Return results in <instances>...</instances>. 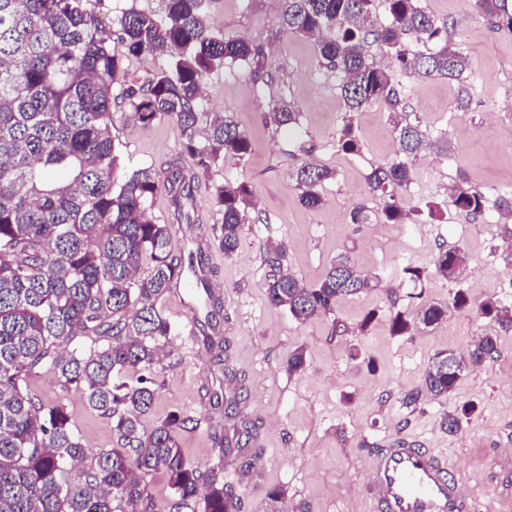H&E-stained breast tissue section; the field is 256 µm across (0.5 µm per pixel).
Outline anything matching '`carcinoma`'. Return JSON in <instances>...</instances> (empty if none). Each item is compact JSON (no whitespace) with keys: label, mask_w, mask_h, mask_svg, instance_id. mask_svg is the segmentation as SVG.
Instances as JSON below:
<instances>
[{"label":"carcinoma","mask_w":512,"mask_h":512,"mask_svg":"<svg viewBox=\"0 0 512 512\" xmlns=\"http://www.w3.org/2000/svg\"><path fill=\"white\" fill-rule=\"evenodd\" d=\"M159 14L123 11L102 23L83 0H0V512H157L141 475L160 472L175 512H195L204 492L203 512H242L240 497L224 482V468L201 469L185 460L180 431L193 419L173 411L151 428L143 425L155 401L152 371L161 361L176 325L156 307L177 282L193 274L202 289L206 314L200 332L224 380L236 379L226 364L227 340L214 338L213 319L224 309L205 274L208 255L197 243L174 254L173 224H156L145 204L165 191L177 221L191 220L193 191L211 166L226 155L244 157L251 148L245 131L229 115L214 118L199 139L200 95L204 79L228 60L243 61L257 82L272 79L265 46L244 37L216 34L206 23V0H162ZM282 32L315 41L317 60L342 74V96L352 111L384 101L400 152L408 157L425 142L418 122L409 119L396 70L421 78L459 80L469 69L467 56L452 39V25L430 16L420 0H388L389 17L373 19V0H284ZM474 8L493 26L512 33L509 0H474ZM124 46L112 52V36ZM377 46L392 65L378 66L370 51ZM171 56L169 68L152 73L125 98L129 118L142 126L161 119L174 122L182 155L161 173L152 167L117 178L118 155L112 139V89L124 76V61ZM298 113L275 101L265 122L292 127ZM335 172L305 162L296 170L300 202L315 209L321 189ZM411 165L399 158L375 167L366 177L367 193L383 200L385 224L411 220L400 196L412 182ZM252 189L248 182L214 183L213 245L224 256L237 250L247 220ZM454 205L474 218L490 210L485 192L460 184ZM286 247L262 253L266 297L271 306L297 321L330 314L341 297L371 287L352 258L332 261L322 278L307 283L284 266ZM460 250L440 251L429 267L407 265L396 289L430 277L459 280L467 268ZM149 274L138 276L143 263ZM468 309L457 290L448 305L428 304L416 312L393 310L391 330L412 335L448 317L450 309ZM479 314L498 329L512 330V305L482 302ZM76 336L92 337L89 348L65 350ZM498 354L493 335L480 337L459 357L440 351L423 379L435 397L450 394L462 374ZM53 372L65 386L83 392L89 406L112 424L116 446L90 454L73 430L67 413L25 391L21 384L39 370ZM239 389L224 391V415L232 437L219 441L220 452L244 458L246 468L259 459L249 450L257 422L240 414ZM476 409L466 402L444 418L457 432Z\"/></svg>","instance_id":"carcinoma-1"}]
</instances>
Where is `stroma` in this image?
I'll return each instance as SVG.
<instances>
[{
    "label": "stroma",
    "instance_id": "1",
    "mask_svg": "<svg viewBox=\"0 0 512 512\" xmlns=\"http://www.w3.org/2000/svg\"><path fill=\"white\" fill-rule=\"evenodd\" d=\"M284 0H207L214 30L271 46L273 80L254 81L249 68L229 64L206 81L201 128L209 117L229 113L251 141L245 158L233 156L212 167L196 193L197 221L182 224L172 239L174 252L208 238L219 216L208 190L218 182H249L253 189L249 221L232 257L212 251V285L224 298V333L231 340L230 361L248 390L242 414L259 421L256 443L261 460L247 469L223 460L216 439L223 435L224 407L208 403L206 389L222 390L224 377L199 332L202 312L185 309L174 293L157 302L177 327L169 354L153 370L156 399L145 426L176 411L195 421L180 431L186 461L202 469L223 466L224 480L240 496L243 512H269L267 494L278 488L280 512H374L365 494L373 448L399 435L423 447L446 452L464 496L476 512H512V481L506 454H512V332L498 334L495 359L470 367L448 396L422 390L425 372L436 352H466L482 334L494 331L475 306L492 298L512 303V220L494 214L472 218L459 212L449 189L459 179L482 188L489 199L512 194V34L497 31L471 0H420L425 11L454 25V40L468 57L461 80L398 76L407 111L426 130L429 146L412 161L413 180L403 195L416 222L354 224L351 212L365 205L380 211V199L368 196L371 169L392 161L398 144L386 103L378 101L349 111L339 73L319 66L315 43L277 37ZM112 91V138L123 174L142 167L163 169L181 153L171 120L147 127L131 125L130 107ZM471 103L458 109L460 90ZM293 103L299 124L275 130L263 115L274 100ZM352 124L360 149L344 152L339 138ZM329 167L336 178L325 184L319 208L303 206L291 174L301 163ZM439 213L428 217L427 205ZM285 243V267L307 282L317 281L337 255L349 254L375 288L340 299L333 313L299 322L272 308L265 294L263 249ZM462 249L469 274L462 284L435 277L405 284L396 294L387 287L403 267L430 266L439 250ZM463 289L471 310L452 312L438 325L410 336L390 331V305L418 309L447 303ZM371 324H364L366 314ZM345 327L333 331L334 323ZM303 350L305 368L288 374L291 352ZM374 368H367L366 358ZM31 393L61 407L83 445L98 452L113 447L110 422L92 410L84 394L39 372L28 381ZM421 390L415 410L402 407L401 396ZM476 410L457 433L441 426L444 414L466 402Z\"/></svg>",
    "mask_w": 512,
    "mask_h": 512
}]
</instances>
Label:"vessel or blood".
I'll return each mask as SVG.
<instances>
[{"label": "vessel or blood", "instance_id": "obj_1", "mask_svg": "<svg viewBox=\"0 0 512 512\" xmlns=\"http://www.w3.org/2000/svg\"><path fill=\"white\" fill-rule=\"evenodd\" d=\"M368 495L377 512H470L445 456L407 438L377 450Z\"/></svg>", "mask_w": 512, "mask_h": 512}]
</instances>
